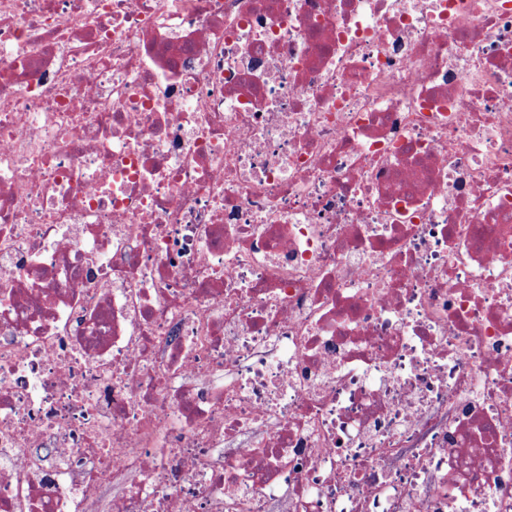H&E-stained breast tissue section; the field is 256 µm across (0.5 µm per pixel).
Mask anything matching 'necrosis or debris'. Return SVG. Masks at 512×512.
Instances as JSON below:
<instances>
[{
	"mask_svg": "<svg viewBox=\"0 0 512 512\" xmlns=\"http://www.w3.org/2000/svg\"><path fill=\"white\" fill-rule=\"evenodd\" d=\"M512 512V0H0V512Z\"/></svg>",
	"mask_w": 512,
	"mask_h": 512,
	"instance_id": "1",
	"label": "necrosis or debris"
}]
</instances>
